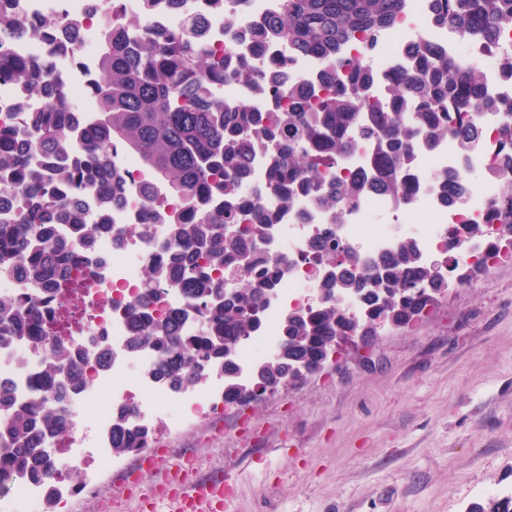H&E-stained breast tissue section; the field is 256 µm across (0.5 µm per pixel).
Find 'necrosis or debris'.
<instances>
[{"mask_svg":"<svg viewBox=\"0 0 512 512\" xmlns=\"http://www.w3.org/2000/svg\"><path fill=\"white\" fill-rule=\"evenodd\" d=\"M431 4L432 0H408L403 21L378 41L372 54L376 90H383L391 78L404 72L409 46L429 43L446 49L451 56L481 64L489 98L512 96V83L500 77L498 50L485 47L480 39L461 37L450 26L430 21ZM0 7L34 23L57 15L78 23L81 36L75 50L63 53L48 41L5 36L0 38V51L30 62L53 57L58 79L67 89L68 105L80 112L85 129H92L98 112L97 98L91 89L99 73V0H0ZM277 7L278 0H226L223 12L217 13L210 0H182L175 11L160 6L146 24L154 29L175 30L188 17L209 18L210 49L223 52L229 59L246 60L259 70H285L301 83L318 85L323 68L319 56L295 55L284 44L246 45L224 27L225 14L241 13L258 24ZM470 119L482 127L484 137L469 160L461 161L451 139L435 151L417 153L405 173L410 187L407 201L385 195L361 197L348 209L343 224L333 228L324 212H313L306 221L299 210L279 209L272 196H265V204L277 210L278 219L271 228H259L256 236L264 249L287 255L288 262L260 314L259 329L239 352L236 374L241 382H250L253 369L276 354L282 313L291 308L307 309L309 297L319 287L323 263L309 246L314 235L334 229L340 240L359 246L366 255L391 250L403 238L411 237L424 258L435 260L442 255L449 227L483 224L488 236L496 234L497 227L490 222L489 204L499 195L500 184L488 179L486 171L498 152L497 133L507 117L485 110L471 114ZM114 161L125 176V203L107 219L114 230L124 232L126 244L118 248L112 237H98L86 250L87 264L81 272L84 286L78 294L81 323L70 340L85 347L94 336L106 334L115 358L105 370L93 363L86 365L88 384L67 404L71 430L65 439L53 443V481L61 490L70 487L75 472L109 464L112 450L107 435L123 405L135 406L138 423L146 426L161 417L176 422L191 417L203 420L228 408L222 398L224 381L220 376L206 378L183 392L174 403L165 389L141 373L142 367L153 361V354L143 352L132 358L123 350L127 310L143 288V267L156 257L165 228L152 223L145 207L142 190L150 176L138 159L118 152ZM453 171L469 182L470 192L463 205L446 207L439 203L433 183L437 175ZM45 498L44 487L25 476L12 474L0 480V512H41Z\"/></svg>","mask_w":512,"mask_h":512,"instance_id":"4bbe7bcc","label":"necrosis or debris"}]
</instances>
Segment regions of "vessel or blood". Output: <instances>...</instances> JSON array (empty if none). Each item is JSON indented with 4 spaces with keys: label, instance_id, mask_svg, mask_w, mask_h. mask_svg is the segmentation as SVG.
<instances>
[{
    "label": "vessel or blood",
    "instance_id": "b4317fda",
    "mask_svg": "<svg viewBox=\"0 0 512 512\" xmlns=\"http://www.w3.org/2000/svg\"><path fill=\"white\" fill-rule=\"evenodd\" d=\"M138 500L148 512H221L224 479L197 477L194 465L185 461L167 467L160 486Z\"/></svg>",
    "mask_w": 512,
    "mask_h": 512
}]
</instances>
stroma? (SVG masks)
<instances>
[{"label":"stroma","instance_id":"stroma-1","mask_svg":"<svg viewBox=\"0 0 512 512\" xmlns=\"http://www.w3.org/2000/svg\"><path fill=\"white\" fill-rule=\"evenodd\" d=\"M210 421L159 422L154 447L229 477L224 512H467L512 495V263L382 330L370 352ZM151 487L139 456L87 469L67 512H139L124 482Z\"/></svg>","mask_w":512,"mask_h":512}]
</instances>
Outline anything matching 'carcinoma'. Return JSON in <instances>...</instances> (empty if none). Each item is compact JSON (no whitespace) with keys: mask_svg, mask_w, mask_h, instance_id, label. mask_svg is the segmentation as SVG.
Listing matches in <instances>:
<instances>
[{"mask_svg":"<svg viewBox=\"0 0 512 512\" xmlns=\"http://www.w3.org/2000/svg\"><path fill=\"white\" fill-rule=\"evenodd\" d=\"M155 2L139 0L138 17L124 22L142 29L134 45L104 25L100 78L94 85L99 115L88 133L80 130L73 111L61 106L66 91L55 77L52 60L34 65L0 55V72L28 95L49 100L44 110L0 127V173L9 176L11 193L30 203L15 218L0 222V271L41 288L36 297L0 296V347L21 342L43 353L30 400H19L10 384L0 382V476L18 473L38 484L51 478L54 457L43 448L70 430L55 402L61 392L84 384L81 363L91 356L106 362L112 354L105 342L94 344L90 352L48 334L45 327V304L55 299L60 282L80 263L60 230L87 244L97 235L113 233L107 216L124 200L125 177L111 164L110 149L119 147L136 156L177 200L176 206L165 208L146 195L153 223L165 226L166 237L161 256L145 266L147 293L128 311L130 347L157 357L144 374L173 396L215 373L225 377L226 398L247 404L257 384L301 381L322 363L336 339L374 335L373 321L379 316L396 329L412 327L448 287L444 266L460 248L461 236L485 233L480 224H469L462 233L451 229L449 255L429 263L413 239L368 260L328 229L312 241L328 267L320 285L323 303L313 312H284L276 357L257 367L252 382H236L237 350L259 328L260 309L284 259L271 255L261 264L254 262L253 230L238 225L233 207L222 205L204 218L199 212L217 195L243 198L255 146L276 144L268 156V191L281 205L292 208L299 195L308 194L340 224L346 209L368 192L405 197L402 174L415 150H433L451 134L461 154L469 155L482 133L475 124L452 123L454 116L484 108L512 115V98L488 99L477 63L450 58L435 45L418 44L411 50L408 72L374 99L375 74L368 56L402 19L405 0H281L280 10L261 27L227 14L224 25L257 47L278 41L299 54L318 55L329 92L309 95L281 71L263 73L241 63L231 67L229 78L251 88L255 100L284 93L288 106L277 112H260L250 101L226 106L209 81L211 73L224 70V56L207 49V22L189 18L176 31L146 30L145 19ZM432 17L465 37L478 36L494 45L501 32L512 30V0H434ZM75 26L55 18L28 23L0 13V35L42 41L62 27ZM498 135L500 152L489 174L502 185L492 217L503 228L512 226V124L501 127ZM359 141L369 147L372 166L328 177L323 167L339 164ZM36 157L44 163L35 165ZM79 182L102 188L98 224L85 223L78 198L58 193ZM435 184L446 206L464 204L469 194L468 185L457 177L438 176ZM248 202L253 223L273 222L272 211L260 198ZM226 270L243 271L229 295L224 294ZM158 284L179 289L188 308L168 317L155 315L149 304ZM343 296L357 297L360 312L344 309L339 303ZM192 311L207 319L203 336L185 332ZM135 418L133 409L117 412L113 455L151 446L153 429L135 423ZM468 512H512V496L475 503Z\"/></svg>","mask_w":512,"mask_h":512,"instance_id":"1","label":"carcinoma"}]
</instances>
